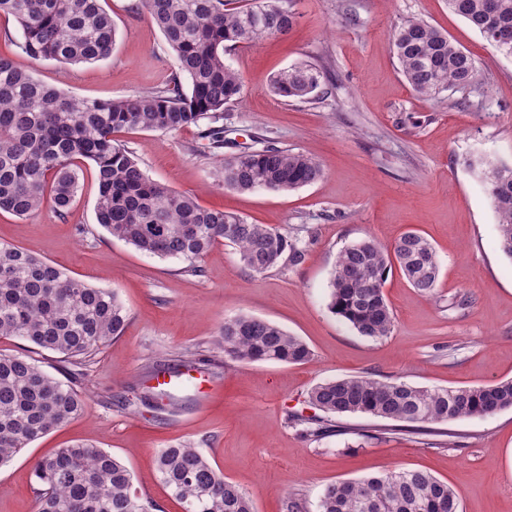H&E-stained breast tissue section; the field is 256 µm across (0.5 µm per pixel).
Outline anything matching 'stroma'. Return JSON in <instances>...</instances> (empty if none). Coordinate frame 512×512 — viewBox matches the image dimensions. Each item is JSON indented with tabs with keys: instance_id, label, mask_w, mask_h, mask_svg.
<instances>
[{
	"instance_id": "stroma-1",
	"label": "stroma",
	"mask_w": 512,
	"mask_h": 512,
	"mask_svg": "<svg viewBox=\"0 0 512 512\" xmlns=\"http://www.w3.org/2000/svg\"><path fill=\"white\" fill-rule=\"evenodd\" d=\"M139 0H104L116 28L111 55L64 64L34 60L18 48L13 20L0 19V52L46 85L90 100L132 97L164 86L175 64ZM288 35L227 52L241 75L242 99L219 120L224 148L201 131L125 130L116 135L149 178L196 197L200 205L288 232L305 247L299 263L263 273L242 267L233 247L215 245L200 272L112 237L95 214L98 186L85 168L66 214L51 205L29 217L0 212V244L30 250L67 275L115 290L128 320L122 336L82 365V414L34 441L0 466V512H38L35 461L82 442L121 458L137 491L161 512H181L156 471L158 449L200 448L254 502L256 512H286L295 500L318 512L326 484L420 469L461 494L462 512H512V410L457 420L443 434L390 429L388 421L344 414L342 434L305 439L288 414L314 415L308 393L328 379L359 375L415 386L457 388L512 379V260L498 247V218L477 163H512V56L491 46L447 0H297ZM417 17L472 55L478 78L464 90L416 95L400 72L392 34ZM299 62L328 71L326 93L307 102L273 94L270 80ZM314 157L317 182L294 191L224 190L222 157L254 138ZM415 229L434 245L439 284L412 288L399 270L384 286L394 314L389 336H359L328 308L338 250L371 237L393 244ZM468 305H460L461 297ZM240 313L277 323L301 337L304 364L238 362L216 341ZM193 360L208 388H176V406L143 405L155 369ZM386 430V438L369 431Z\"/></svg>"
}]
</instances>
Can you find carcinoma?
<instances>
[{"label":"carcinoma","mask_w":512,"mask_h":512,"mask_svg":"<svg viewBox=\"0 0 512 512\" xmlns=\"http://www.w3.org/2000/svg\"><path fill=\"white\" fill-rule=\"evenodd\" d=\"M176 61L163 87L136 97L85 100L47 86L0 53V211L28 217L47 202L64 214L79 190L82 165H93L98 183V224L137 250L174 258L198 271L220 242L236 247L239 262L262 273L283 258L304 257L300 241L264 224L201 206L150 179L113 134L122 129L176 132L203 118L214 121L243 95L240 75L225 64L227 52L262 38L288 34L295 0H140ZM491 29L485 0H448L497 50L512 55V0H496ZM0 17L22 34L17 47L35 59L85 63L112 53L116 27L100 0H0ZM403 76L419 96L465 90L477 78L474 58L427 22L411 17L392 36ZM324 72L300 63L270 80L283 98L319 96ZM481 179L498 216L501 253L512 261V164L480 162ZM322 176L312 157L263 146L220 159L216 177L236 192L293 191ZM398 267L413 288H437L439 260L432 243L415 230L391 246L371 238L352 242L336 256L329 282L331 313L364 337L394 328L384 294ZM127 315L115 291L70 277L26 249L0 245V337L19 338L79 363L122 335ZM218 347L236 361L303 364L307 343L278 324L239 314L224 321ZM322 417L288 416L301 435H336L333 417L364 414L425 431L431 425L495 415L512 409V379L462 388L430 389L369 375L330 379L309 392ZM84 396L75 381L43 371L26 354L0 352V465L32 442L78 417ZM160 480L183 512H255L250 496L224 477L191 444L161 449ZM39 512H150L133 489L127 465L108 451L73 443L33 465ZM460 492L422 470L393 471L328 484L319 512H459Z\"/></svg>","instance_id":"1"}]
</instances>
